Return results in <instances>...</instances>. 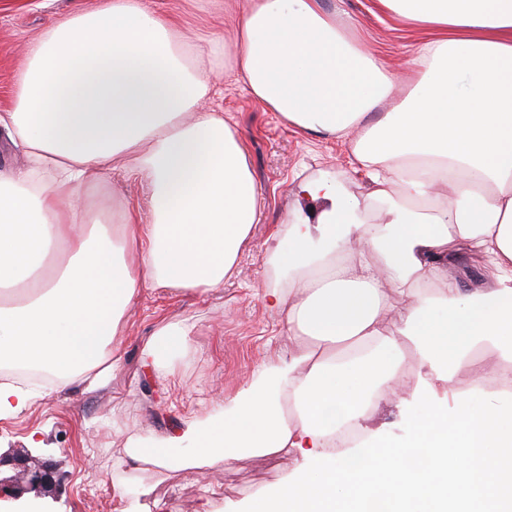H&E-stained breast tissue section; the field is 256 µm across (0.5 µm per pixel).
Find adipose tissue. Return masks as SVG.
Returning <instances> with one entry per match:
<instances>
[{
	"instance_id": "adipose-tissue-1",
	"label": "adipose tissue",
	"mask_w": 512,
	"mask_h": 512,
	"mask_svg": "<svg viewBox=\"0 0 512 512\" xmlns=\"http://www.w3.org/2000/svg\"><path fill=\"white\" fill-rule=\"evenodd\" d=\"M430 39L392 73L323 0H247L231 70L264 109L303 133L348 139L370 191L332 199L330 223L291 218L276 251L288 273L265 300L300 347L271 361L194 434L185 468L293 453L298 474L247 512H512V399L485 394L472 350L512 357V0H378ZM407 96L382 106L396 83ZM208 74L148 0H104L29 44L15 106L0 114L27 166L0 172V345L56 385L106 384L139 289L215 291L257 215L258 191L220 112L196 106ZM150 189V223L101 224L84 192L107 167ZM321 247H311L313 237ZM66 246L37 281L19 274ZM483 257L477 287L449 275L458 249ZM413 339L430 416L401 445L353 466L336 435L404 394ZM471 375V393L455 379ZM452 402L454 416L441 400Z\"/></svg>"
}]
</instances>
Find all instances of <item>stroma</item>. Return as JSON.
<instances>
[{
    "label": "stroma",
    "instance_id": "stroma-1",
    "mask_svg": "<svg viewBox=\"0 0 512 512\" xmlns=\"http://www.w3.org/2000/svg\"><path fill=\"white\" fill-rule=\"evenodd\" d=\"M99 0H0V113L11 111L27 45L58 19L95 9ZM201 65L213 85L205 106L223 113L240 139L258 187L256 220L241 248L234 273L214 292L158 286L142 289L125 315L121 363L107 387L37 388L30 406L0 415V456L21 457L49 467L55 476L45 489L0 499V512H17L20 501L38 500L46 512H243L248 499L269 493L290 477L294 455H244L199 473L178 461L193 447L190 434L207 410L223 408L268 359L288 358L296 340L282 332L279 314L262 300L283 277L274 249H288L287 218L301 213L319 224L326 200L298 194L307 180L327 182L333 191L365 199L368 186L347 143L298 132L265 110L231 74L227 43L239 15L237 0H150ZM340 24H354L366 46L398 72L411 49L429 30L407 26L382 12L377 0H324ZM85 198L103 224L117 223L127 203L146 207L147 188L122 171H106ZM188 328L190 345L162 363L148 354V342L165 325ZM426 411L421 400L384 401L363 423L374 444L408 437ZM173 441L168 468L128 459L136 442ZM125 460L132 479L116 494L114 465Z\"/></svg>",
    "mask_w": 512,
    "mask_h": 512
}]
</instances>
